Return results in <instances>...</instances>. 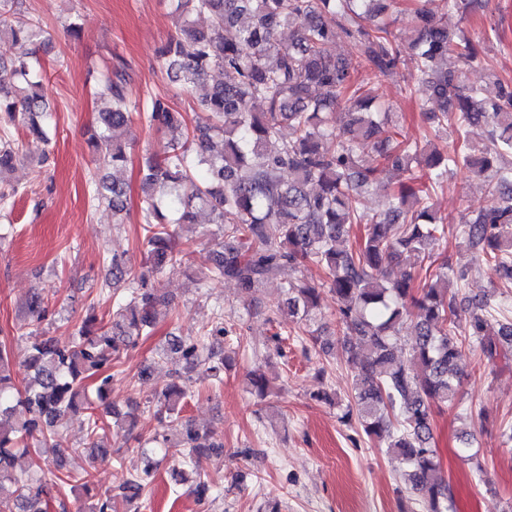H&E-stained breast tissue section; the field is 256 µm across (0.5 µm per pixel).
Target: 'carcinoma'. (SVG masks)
<instances>
[{
	"instance_id": "1",
	"label": "carcinoma",
	"mask_w": 512,
	"mask_h": 512,
	"mask_svg": "<svg viewBox=\"0 0 512 512\" xmlns=\"http://www.w3.org/2000/svg\"><path fill=\"white\" fill-rule=\"evenodd\" d=\"M173 30L159 50L168 77L187 92L203 89L197 98L195 123L154 97L139 114L146 126L160 132V150L144 158L141 174L142 223L146 231L148 272H137L116 254L108 258L104 285H126L112 319L89 309L73 326L66 343L37 325L46 319L49 300L34 291L26 301L34 329L13 341L0 340V502H14L13 512H46L47 497L63 474L66 461L63 428L71 416L86 413L85 453L89 469L80 477L85 500L76 512H116L113 495L95 491L98 467L120 455L111 443L130 434L136 417L112 410L108 421L100 410L110 405L108 370L123 351L153 333L156 306L162 298L148 287L147 275L182 268L174 224H193L206 210L217 226L202 254L203 280L232 281L243 295L261 282L288 270L285 298L272 315L307 328L316 321L319 289L294 277L311 263L325 274V283L340 303L337 323L354 365L352 401L346 415L357 416L363 432L377 448L396 454L409 468L411 493L425 512H452L453 491L441 474L433 444L435 409L455 399L457 362L465 342L478 344L493 356L512 347V322L492 325L490 298L461 292L465 274L448 277L447 260L427 266L428 282L414 287L410 273L389 277L388 268L405 252L433 258L445 235L446 221L437 216L431 189L457 169H466L490 189L500 191L498 205L470 211L460 234L467 246L496 275L494 287L512 288V84L496 82L487 97L464 82V73L485 66L477 46L448 30L451 10L467 14L481 0H426L414 24L398 39L382 16L386 0H172ZM17 0H0V35L20 45H36L41 27L19 16ZM205 16L200 27L196 17ZM294 34L285 44L284 30ZM342 34L358 48L356 61L327 52ZM416 57L417 75L404 90L414 98L428 95L435 110L427 113L434 138L411 140L394 123L389 109L376 103L358 82L359 71L378 77L397 73L403 48ZM35 51L0 59V122L22 128L26 135L50 143V105L37 79ZM214 69L222 78L207 84ZM130 65L119 58L95 87L106 104L99 114L100 131L90 144L98 165L90 179L92 200L107 204L115 215L125 209L126 191L103 170L123 168L128 161L125 127L131 121L128 83ZM348 123L336 129V111ZM473 125L487 129V142L476 149L467 139ZM292 136L285 139L281 128ZM456 135V146L443 152L434 142L443 130ZM25 157L23 141L8 130L0 133V183ZM395 166L410 174V184L388 194L387 218L359 208V191L376 182L383 169ZM290 180L282 178L283 173ZM312 185L314 191L306 190ZM364 235L349 240L353 225ZM415 335L408 362L396 351L407 320ZM224 314L203 334L184 339L168 336L160 360L175 361L176 380L154 394L157 413L169 418L136 454L133 473L118 495L132 505L144 502L159 456L170 454L188 465L205 451L221 454L223 444L207 427L182 418L190 390V373L201 368L221 381L224 376ZM26 371L23 388L13 381V368ZM471 432L459 436L458 454L474 460L478 449ZM57 452L51 466L16 469L23 457Z\"/></svg>"
}]
</instances>
